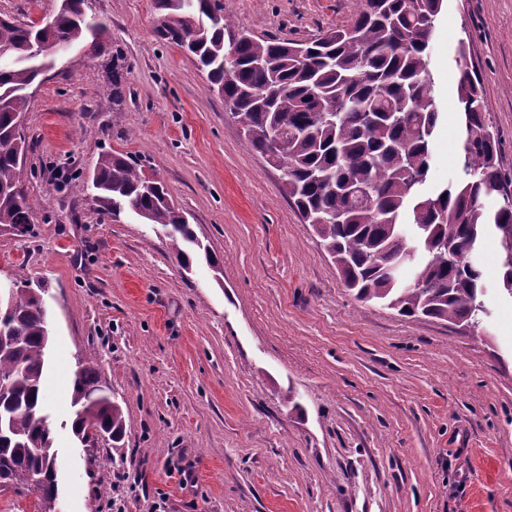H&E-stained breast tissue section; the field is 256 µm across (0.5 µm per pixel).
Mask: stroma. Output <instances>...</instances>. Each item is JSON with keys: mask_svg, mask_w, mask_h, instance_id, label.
I'll use <instances>...</instances> for the list:
<instances>
[{"mask_svg": "<svg viewBox=\"0 0 512 512\" xmlns=\"http://www.w3.org/2000/svg\"><path fill=\"white\" fill-rule=\"evenodd\" d=\"M361 0H224L258 38L310 40ZM108 31L37 80L21 171L28 233L0 232V277L42 283L59 512H512V296L499 242L477 328L405 317L346 288L280 170L154 29V0H89ZM512 172V0H443L431 42L440 123L430 178L459 175V39ZM122 49L126 101L106 65ZM167 184L209 250L182 270L160 226L112 218L88 185L101 154ZM96 362L126 420L118 446L71 434L72 378Z\"/></svg>", "mask_w": 512, "mask_h": 512, "instance_id": "stroma-1", "label": "stroma"}]
</instances>
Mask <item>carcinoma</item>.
Segmentation results:
<instances>
[{
	"label": "carcinoma",
	"mask_w": 512,
	"mask_h": 512,
	"mask_svg": "<svg viewBox=\"0 0 512 512\" xmlns=\"http://www.w3.org/2000/svg\"><path fill=\"white\" fill-rule=\"evenodd\" d=\"M443 0H363L353 23L311 42L255 39L224 15V0H154L157 36L179 48L206 73L224 98L248 145L265 158L284 160L282 188L334 259L360 300L403 316L482 322L485 276L469 259L484 234L496 230L502 248L499 288L512 294V183L499 164V143L488 108L460 41L457 100L465 136L462 175L445 187L429 185L431 143L440 112L433 94L430 40ZM84 0H60L50 25L19 26L0 18V224H31L32 200L20 180L26 139L13 133L15 116L30 101L29 87L46 56L39 43L71 48L91 40L100 48L103 22L89 23ZM122 50L112 56V104L125 101ZM94 199L112 214L131 211L167 230L183 269L186 246L202 248L188 219L174 207L165 184H145L138 163L113 152L101 156L91 178ZM415 256L416 279L405 288L397 270ZM45 289L18 292L0 302L9 310L0 346V488L35 495V512H56L54 440L43 398L50 343ZM71 431L90 427L104 442L126 430L119 402L97 368L75 373Z\"/></svg>",
	"instance_id": "carcinoma-1"
}]
</instances>
